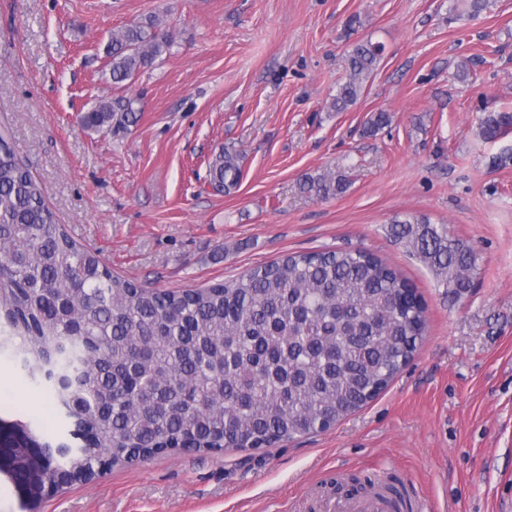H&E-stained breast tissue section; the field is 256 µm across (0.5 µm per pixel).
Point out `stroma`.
<instances>
[{"instance_id": "stroma-1", "label": "stroma", "mask_w": 512, "mask_h": 512, "mask_svg": "<svg viewBox=\"0 0 512 512\" xmlns=\"http://www.w3.org/2000/svg\"><path fill=\"white\" fill-rule=\"evenodd\" d=\"M464 0H0V128L58 223L112 271L181 292L293 253L351 248L395 267L421 294L427 328L412 360L331 429L258 450L168 452L107 468L35 512H324L350 476L398 480L435 512H512V132L479 134L484 108L512 111V0L456 20ZM150 17L170 50L123 88L114 31ZM381 45L358 102L329 104L361 42ZM467 80H457L458 68ZM134 99L106 134L77 116ZM391 122L364 132L372 113ZM238 187L209 183L222 150ZM340 174L319 199L305 178ZM424 216L479 255L453 297L389 234ZM0 423L39 442L69 438L10 351L0 352Z\"/></svg>"}]
</instances>
